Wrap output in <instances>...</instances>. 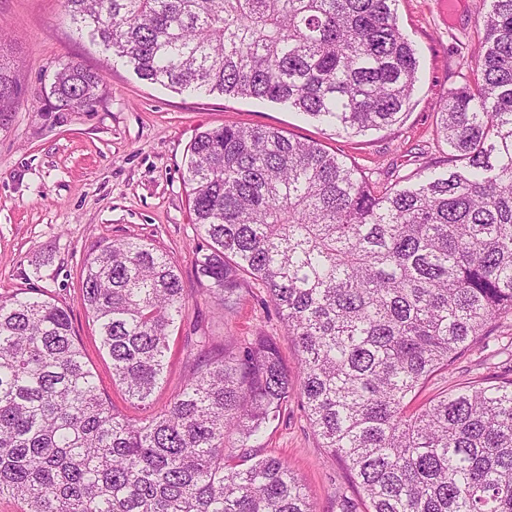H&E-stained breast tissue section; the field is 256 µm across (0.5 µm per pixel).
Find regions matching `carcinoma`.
I'll list each match as a JSON object with an SVG mask.
<instances>
[{
	"label": "carcinoma",
	"instance_id": "1",
	"mask_svg": "<svg viewBox=\"0 0 512 512\" xmlns=\"http://www.w3.org/2000/svg\"><path fill=\"white\" fill-rule=\"evenodd\" d=\"M398 0H63L75 29L142 80L286 105L347 135L400 121L418 58ZM480 54L448 92L426 163L383 194L346 160L275 128L226 125L189 147L185 184L227 304L266 289L294 342L198 343L167 408L138 419L98 390L68 309L0 299V496L20 512H316L288 461L252 449L292 396L367 512H512V377L413 407L426 382L512 315V0H489ZM0 43V114L18 87ZM102 78L65 63L55 109L88 112ZM82 305L112 379L147 409L185 310L176 262L141 239L98 246Z\"/></svg>",
	"mask_w": 512,
	"mask_h": 512
}]
</instances>
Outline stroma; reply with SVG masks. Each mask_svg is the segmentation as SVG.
<instances>
[{"mask_svg": "<svg viewBox=\"0 0 512 512\" xmlns=\"http://www.w3.org/2000/svg\"><path fill=\"white\" fill-rule=\"evenodd\" d=\"M486 0H462L448 14L444 0H399L398 24L419 60V83L398 124L363 135L335 132L287 106L224 95L177 93L141 80L88 39L78 37L61 0H0L7 62L18 82L13 111L0 115V296L24 290L67 306L75 334L104 397L140 418L112 381V363L99 350L93 323L80 302L86 257L99 244L139 238L167 252L179 266L186 310L171 332L165 377L152 412L165 409L194 366L196 340L235 344L262 331L277 337L289 369L297 352L265 288L247 279L226 309L208 298L196 260L206 242L192 221L183 181L196 135L224 125L275 128L343 156L382 193L429 161L451 170L438 138L439 105L474 65ZM73 62L104 78L105 91L89 112H60L50 94L60 64ZM512 369V316L428 385L434 395L464 379ZM263 449L285 458L307 488L316 512L360 505L346 470L321 446L299 398L262 438Z\"/></svg>", "mask_w": 512, "mask_h": 512, "instance_id": "1", "label": "stroma"}]
</instances>
